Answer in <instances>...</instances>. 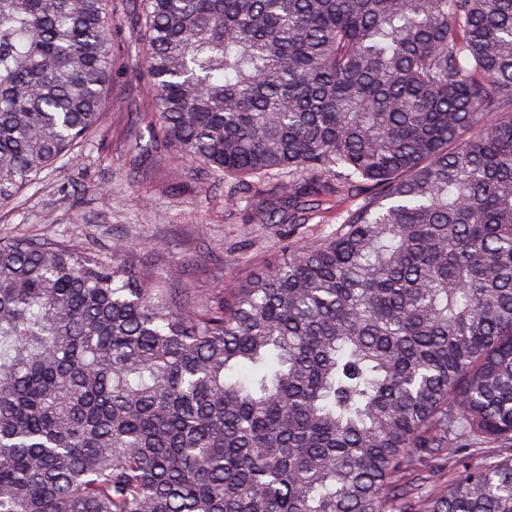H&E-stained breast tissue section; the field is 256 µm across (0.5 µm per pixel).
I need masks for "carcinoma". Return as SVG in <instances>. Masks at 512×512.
<instances>
[{
	"label": "carcinoma",
	"mask_w": 512,
	"mask_h": 512,
	"mask_svg": "<svg viewBox=\"0 0 512 512\" xmlns=\"http://www.w3.org/2000/svg\"><path fill=\"white\" fill-rule=\"evenodd\" d=\"M151 123L288 223L227 289L0 238V512H512V0H139ZM108 0H0V203L74 155L112 78ZM472 446H469L465 453L455 456L452 450L439 449L438 451L430 452L425 455L420 461L412 467L422 475H426L429 481L425 486L427 490L430 485H447L448 480L451 479L458 469H461V464L464 462L475 463L488 458H496L506 456L512 451L509 448H498L497 444L488 441H474ZM414 473V474H415Z\"/></svg>",
	"instance_id": "obj_1"
}]
</instances>
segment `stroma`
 <instances>
[{"mask_svg":"<svg viewBox=\"0 0 512 512\" xmlns=\"http://www.w3.org/2000/svg\"><path fill=\"white\" fill-rule=\"evenodd\" d=\"M116 57L105 92L100 130L72 163L43 175L17 203L0 206V238L30 237L66 243L120 260L158 276L182 269L169 286L178 297L217 300L222 289L278 258L293 240L317 241L335 231L361 197L329 202L305 224H263L259 212L275 200L274 179L260 192L232 203L223 179H200L164 150L147 114L153 100L133 58L135 32L126 18L129 0H112ZM506 449L478 441L461 455L440 449L415 468L430 484L444 485L463 463L506 456Z\"/></svg>","mask_w":512,"mask_h":512,"instance_id":"1","label":"stroma"}]
</instances>
